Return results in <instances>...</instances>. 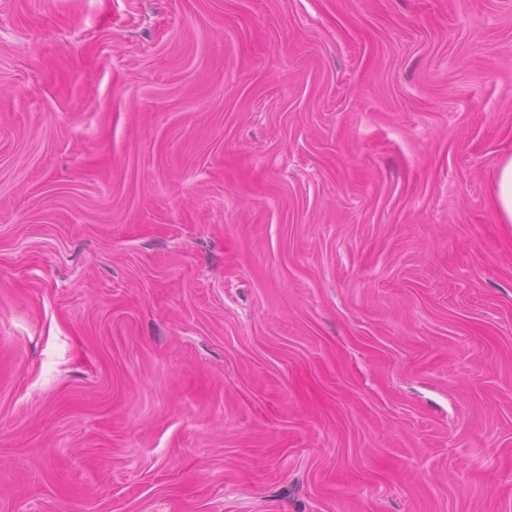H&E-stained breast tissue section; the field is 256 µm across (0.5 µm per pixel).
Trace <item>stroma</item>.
<instances>
[{
  "mask_svg": "<svg viewBox=\"0 0 512 512\" xmlns=\"http://www.w3.org/2000/svg\"><path fill=\"white\" fill-rule=\"evenodd\" d=\"M512 0H0V512H512ZM491 195L501 221L504 224H512V158L499 166Z\"/></svg>",
  "mask_w": 512,
  "mask_h": 512,
  "instance_id": "1",
  "label": "stroma"
}]
</instances>
